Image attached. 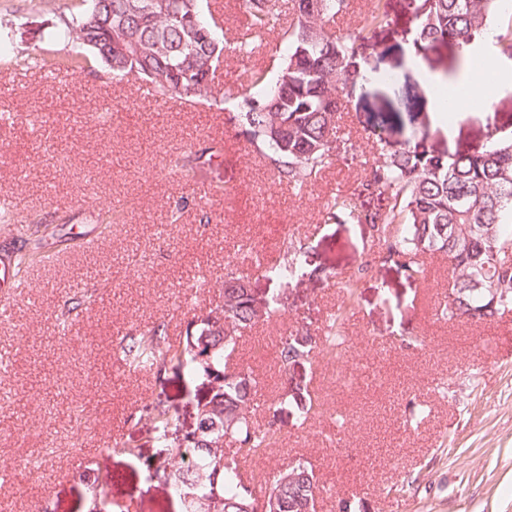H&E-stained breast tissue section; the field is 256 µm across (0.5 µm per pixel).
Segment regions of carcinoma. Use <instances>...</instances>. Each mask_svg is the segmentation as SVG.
Returning a JSON list of instances; mask_svg holds the SVG:
<instances>
[{"label":"carcinoma","instance_id":"obj_1","mask_svg":"<svg viewBox=\"0 0 512 512\" xmlns=\"http://www.w3.org/2000/svg\"><path fill=\"white\" fill-rule=\"evenodd\" d=\"M86 8L66 24L65 35L92 57L80 53L51 62L36 55L26 69L77 74L103 63L113 78L130 76L152 87L165 99L196 101L214 96V79L224 41L204 20L200 0H81ZM349 0H292V19L278 27L281 12L276 0H242L250 22L231 51L251 54L257 46L252 34L278 30L288 55L275 76L254 68L246 76L245 91L236 98L221 97L233 108L231 119L248 144L273 167L280 183L293 190L308 187L338 156L341 111L345 89L367 82L360 70L367 35L390 25L384 0H371L362 27L338 33L336 15L347 11ZM420 50L433 52L448 43L457 45L452 69L437 76V93L445 95L448 80L459 77L463 47H479L490 30L496 31L500 54L512 59V15L500 11L499 0H409ZM408 112H379L385 130L414 124ZM218 150L208 146L186 150L181 168L195 173L211 166ZM380 204L369 209L363 201ZM326 220L370 226L378 257L394 262L414 280L428 279L425 256L448 262L451 295L437 315L448 321L491 319L512 312V137L492 128L482 144L468 145L453 154L428 149L412 128L398 148L379 139L377 157L364 170L353 190L331 197ZM238 254L224 257V275L202 285L219 291V301L193 316L184 335L172 341L163 325L125 337V364L160 380L174 370L200 379L209 395L198 404L195 429L175 444L172 416L157 401L131 420L147 419L155 441L167 449L163 461L165 484L179 497L184 512H249L251 502L237 493L240 463L276 447L279 414L295 415L303 425L315 413L307 386L288 380L291 367L310 363L318 355L342 356L341 326L353 305L359 279L341 282L343 300L322 329L302 323L281 337L277 365L284 379L281 394L259 401L258 381L252 373L233 368L240 330L283 317L277 299L256 306L239 274ZM264 274L290 287L308 274L306 252L293 239L282 244L279 260L263 266ZM259 483L268 490V512H315L323 492L313 471L296 462L278 472H265ZM89 512H111L103 487L88 485Z\"/></svg>","mask_w":512,"mask_h":512}]
</instances>
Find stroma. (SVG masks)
Returning a JSON list of instances; mask_svg holds the SVG:
<instances>
[{
    "label": "stroma",
    "mask_w": 512,
    "mask_h": 512,
    "mask_svg": "<svg viewBox=\"0 0 512 512\" xmlns=\"http://www.w3.org/2000/svg\"><path fill=\"white\" fill-rule=\"evenodd\" d=\"M79 0H0V202L15 213L0 226V248L36 254L26 272L34 291H0V355L11 364L0 375V512H87L90 479H99L112 512H181L163 480L149 474L162 452L149 422L132 424L143 405L162 400L180 431L193 430L208 389L167 374H130L123 366L124 336L165 325L179 337L194 308L213 296L198 288L202 274L222 275L224 255L247 242L266 259L289 235L300 237L311 270L302 285L284 288L258 269L248 283L262 299L277 296L289 321L318 327L339 300L336 280L353 274L370 247L364 224L324 222L328 195L349 190L371 161L380 131L370 114L413 88L412 111L429 117L428 141L445 150L485 139L487 119L512 131V90L491 114L471 113L453 125L431 117V97L402 61L414 31L408 0H387L389 28L369 35L365 64L376 78L348 87L339 124L356 148L333 163L301 194L276 180L239 134L227 112L210 101L157 103L138 81L113 80L103 64L58 80L20 70L38 53H74L60 36L40 41V30H64ZM275 34L258 52L227 56L215 77L225 96L237 95L251 66L275 71L286 56ZM117 120L101 122L106 109ZM218 142L222 156L203 178L186 181L173 164L187 147ZM200 195L198 208L172 217L168 198ZM124 215L98 229L99 208ZM95 230L92 246L78 239ZM429 278L406 279L393 263H376L345 323L351 369L376 373L371 387L337 382L330 365L295 366L323 413L306 427L281 417V443L266 459L277 471L293 461L312 468L325 493L316 512H336L338 499L363 502L366 512H512V313L478 324L439 319L448 293L445 261L428 262ZM89 297L67 335L55 329L74 291ZM282 326L244 330L232 356L253 371L266 397L280 378L273 368ZM419 339L416 347L401 344ZM428 407L419 426L404 425L408 403ZM351 417L330 434L324 412Z\"/></svg>",
    "instance_id": "obj_1"
}]
</instances>
